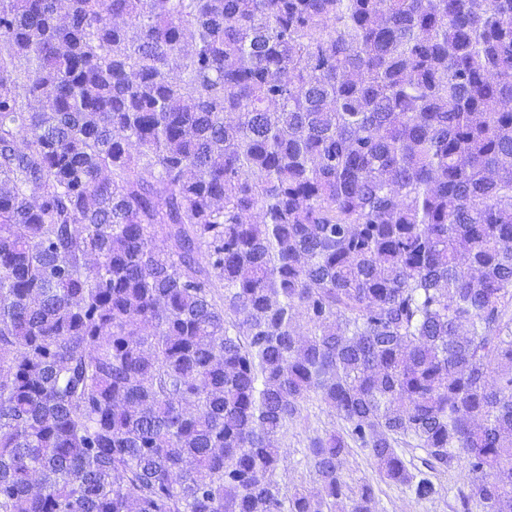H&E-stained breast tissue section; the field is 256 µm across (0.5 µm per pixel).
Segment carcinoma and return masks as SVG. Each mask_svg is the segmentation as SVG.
<instances>
[{
	"label": "carcinoma",
	"instance_id": "carcinoma-1",
	"mask_svg": "<svg viewBox=\"0 0 512 512\" xmlns=\"http://www.w3.org/2000/svg\"><path fill=\"white\" fill-rule=\"evenodd\" d=\"M357 443L512 512V0H0V512H373ZM300 417L290 424L288 433L281 447L279 479L286 486L302 485L316 492L319 485L314 481L313 474L305 457L307 437L315 430L340 428L346 423L340 420L328 407L314 395L302 403Z\"/></svg>",
	"mask_w": 512,
	"mask_h": 512
}]
</instances>
